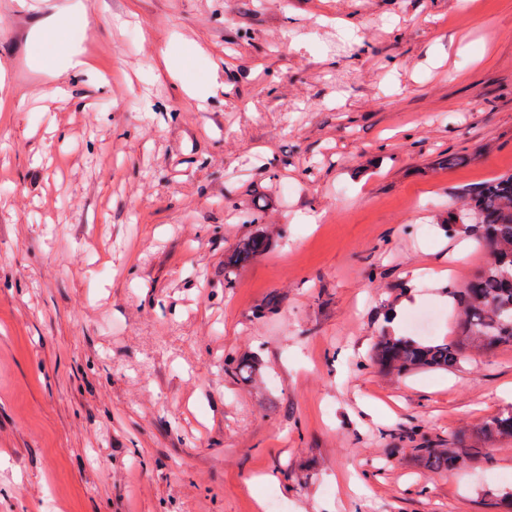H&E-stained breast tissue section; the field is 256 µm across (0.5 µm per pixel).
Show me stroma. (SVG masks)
I'll list each match as a JSON object with an SVG mask.
<instances>
[{"mask_svg": "<svg viewBox=\"0 0 512 512\" xmlns=\"http://www.w3.org/2000/svg\"><path fill=\"white\" fill-rule=\"evenodd\" d=\"M70 34L90 75L9 77L0 119V512H507L512 441L454 472L386 450L511 409L512 346L352 363L481 265L426 225L512 170V0H98ZM258 196L287 235L225 288ZM259 343L268 397L224 373Z\"/></svg>", "mask_w": 512, "mask_h": 512, "instance_id": "35a3bbf8", "label": "stroma"}]
</instances>
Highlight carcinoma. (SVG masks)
Instances as JSON below:
<instances>
[{"label": "carcinoma", "instance_id": "obj_1", "mask_svg": "<svg viewBox=\"0 0 512 512\" xmlns=\"http://www.w3.org/2000/svg\"><path fill=\"white\" fill-rule=\"evenodd\" d=\"M246 223L255 231L224 253V287L232 288L239 270L278 247L280 233L262 224L253 210ZM443 235L461 234L484 246L480 271L463 285L448 283V299L456 313L454 339L424 340L384 332L369 347L368 358L357 362L361 370L407 378L425 372H452L466 351L491 350L512 345V173L489 178L461 194V205L434 217ZM267 365L256 351L224 350V373L249 385L262 381ZM512 439V411L486 420L463 438L414 449L420 465L434 471H452L463 458L492 462V443Z\"/></svg>", "mask_w": 512, "mask_h": 512}]
</instances>
